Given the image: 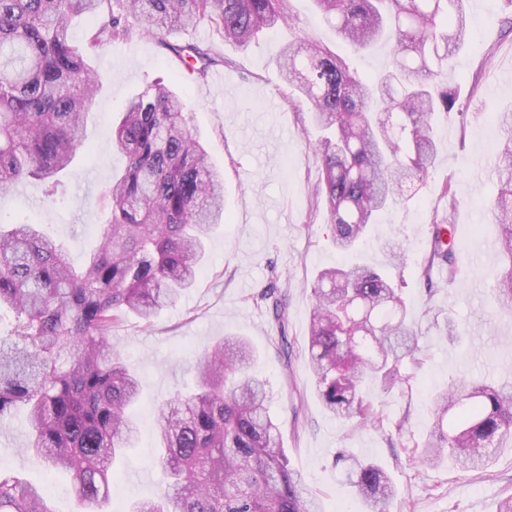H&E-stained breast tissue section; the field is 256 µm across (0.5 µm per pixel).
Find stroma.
<instances>
[{"mask_svg": "<svg viewBox=\"0 0 512 512\" xmlns=\"http://www.w3.org/2000/svg\"><path fill=\"white\" fill-rule=\"evenodd\" d=\"M288 8L294 26L244 49L224 44L204 26L172 33V40L223 56L203 77L167 57L150 37L99 50L92 59L98 90L85 132L92 155L77 156L65 172V195L43 207L37 181L0 194V221L40 224L64 244L74 264H81L100 243L101 197L124 165L112 148V125L132 96L159 80L181 95L189 126L208 142L213 163L224 170L228 219L210 233L194 286L152 327L129 317L113 331L142 387L133 410L138 442L117 464L109 508L128 512L133 501L154 497L165 486L167 476L155 462L156 409L173 392L193 388L191 366L204 348L239 336L256 350L254 369L268 382L269 411L282 424L285 453L316 496L317 512H365L361 497L344 482L343 465L333 462L341 449L388 473L396 490L391 512H498L501 501L512 496V447L499 452L486 471L468 473L449 460L423 465L411 452L430 429V397L437 389L462 378L512 382V311L492 302L502 262L500 228L490 205L494 146L501 138L496 114L512 106V33L504 28L512 10L505 0H464L472 33L453 58L448 85L473 104L465 117L453 114L439 123L438 161L426 181L378 216L358 255L385 271L390 249L404 254L405 267L395 279L422 336L420 352L403 366L410 389L384 393L376 384L363 385L385 419L403 421L402 435L395 436L370 426L349 427L328 412L305 354L311 285L319 271L347 256L333 246L329 216L311 192L320 177L311 148L318 131L309 110L290 107L276 59L295 35L340 54L347 48L315 19L311 0H289ZM448 188L458 202L460 273L452 283L438 274L427 282L419 274L430 252L433 217L447 205ZM269 288L288 292L286 332L255 302ZM451 327L458 340H449ZM284 339L292 349L286 366L277 357ZM27 436L25 412L0 422V469L45 486L54 512H76L69 479L33 466Z\"/></svg>", "mask_w": 512, "mask_h": 512, "instance_id": "1", "label": "stroma"}]
</instances>
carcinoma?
<instances>
[{"mask_svg":"<svg viewBox=\"0 0 512 512\" xmlns=\"http://www.w3.org/2000/svg\"><path fill=\"white\" fill-rule=\"evenodd\" d=\"M288 0H0V192L26 180L44 185L50 206L60 176L85 149L96 91L92 57L104 46L154 36L182 62L216 60L203 49L167 39L174 29L208 26L245 47L288 24ZM318 16L357 51L382 40L391 68L367 79L349 60L302 37L282 47L280 78L293 106H311L323 136L315 146L322 178L313 195L334 226L336 249L349 251L408 183L421 182L438 154L436 128L457 101L443 79L466 41L464 0H314ZM94 21L75 42L69 19ZM497 193L503 271L499 307L512 310V108L498 113ZM125 159L102 210L99 247L79 266L33 222L0 224V421L26 408L34 464L71 474L78 512H108L114 466L135 446L132 408L141 378L112 331L127 316L145 326L193 287L205 239L224 217V172L190 129L182 99L156 83L128 103L112 133ZM433 217L431 251L420 276L448 282L457 251L442 240L457 200ZM308 356L319 396L342 421L382 422L360 393L365 378L389 391L409 382L401 365L420 351L401 290L365 265L320 271L311 288ZM257 305L285 332L287 292L263 291ZM255 351L225 337L193 365L196 387L157 409V461L167 488L130 512H312L267 408L266 381L253 372ZM432 427L417 446L428 465L450 459L461 471L484 470L512 443V383L459 379L431 398ZM347 481L367 512H390L395 490L378 465L348 457ZM0 512H54L45 492L0 471Z\"/></svg>","mask_w":512,"mask_h":512,"instance_id":"obj_1","label":"carcinoma"}]
</instances>
